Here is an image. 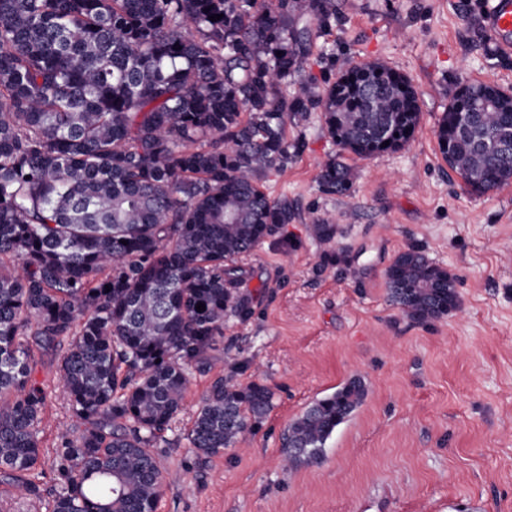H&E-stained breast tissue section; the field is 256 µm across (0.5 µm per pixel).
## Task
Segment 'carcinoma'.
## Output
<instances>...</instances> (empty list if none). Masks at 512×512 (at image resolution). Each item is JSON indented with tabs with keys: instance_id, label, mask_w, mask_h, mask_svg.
<instances>
[{
	"instance_id": "obj_1",
	"label": "carcinoma",
	"mask_w": 512,
	"mask_h": 512,
	"mask_svg": "<svg viewBox=\"0 0 512 512\" xmlns=\"http://www.w3.org/2000/svg\"><path fill=\"white\" fill-rule=\"evenodd\" d=\"M306 17L327 28L336 3L0 0V486L44 499L36 352L66 340L57 371L79 427L57 437L51 512H157L153 448L189 370L210 371L226 320L254 313L237 261L295 217L263 190L304 149L288 123L318 110L362 158L414 138L421 108L405 74L333 62L320 88L295 78ZM504 129L512 140V94L453 84L437 143L475 194L512 182V147L498 158L487 147ZM354 180L334 158L318 175L340 196ZM313 232L328 244L336 225ZM385 278L414 322L459 307L453 278L417 247ZM364 397L353 379L317 400L288 425L284 460L316 461ZM272 399L263 384L216 378L192 448L211 457L244 442Z\"/></svg>"
}]
</instances>
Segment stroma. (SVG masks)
<instances>
[{"mask_svg": "<svg viewBox=\"0 0 512 512\" xmlns=\"http://www.w3.org/2000/svg\"><path fill=\"white\" fill-rule=\"evenodd\" d=\"M482 0H336V21L313 31L300 76L321 81L330 59L380 61L405 73L422 117L403 149L341 153L320 112L289 125L303 153L264 182L295 218L240 261L254 299L229 321L207 374H191L183 409L160 443L158 512H512V183L471 193L443 161L437 121L448 88L483 81L512 93V55L494 51ZM340 156L356 178L324 194L323 162ZM336 217L319 243L312 222ZM454 277L459 308L416 323L388 299L385 270L410 246ZM338 254L325 262L324 252ZM66 346L40 356L48 391L39 481L55 486L57 435L75 422L57 384ZM273 393L247 444L202 458L187 431L216 377ZM362 404L318 462L284 466L289 424L350 380Z\"/></svg>", "mask_w": 512, "mask_h": 512, "instance_id": "stroma-1", "label": "stroma"}]
</instances>
